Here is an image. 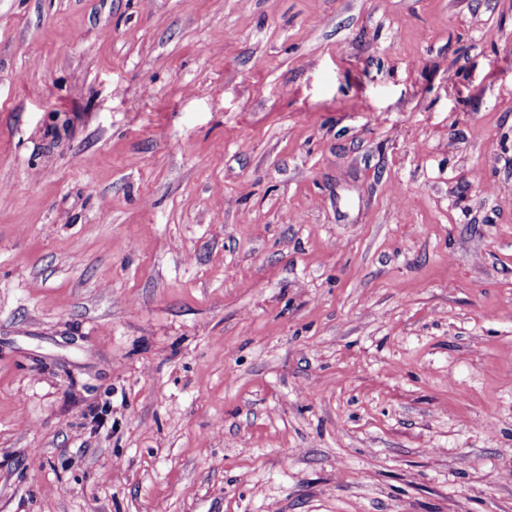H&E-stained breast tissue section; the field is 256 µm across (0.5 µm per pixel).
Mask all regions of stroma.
Masks as SVG:
<instances>
[{
	"instance_id": "stroma-1",
	"label": "stroma",
	"mask_w": 512,
	"mask_h": 512,
	"mask_svg": "<svg viewBox=\"0 0 512 512\" xmlns=\"http://www.w3.org/2000/svg\"><path fill=\"white\" fill-rule=\"evenodd\" d=\"M0 512H512V0H0Z\"/></svg>"
}]
</instances>
